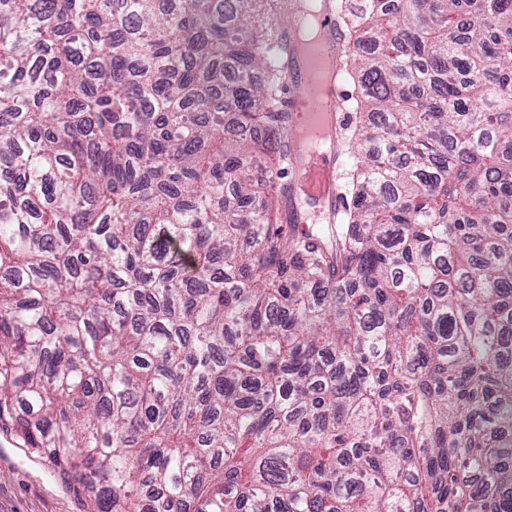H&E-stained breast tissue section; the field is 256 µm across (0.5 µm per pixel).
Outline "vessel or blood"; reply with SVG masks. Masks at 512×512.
Here are the masks:
<instances>
[{
    "instance_id": "b4317fda",
    "label": "vessel or blood",
    "mask_w": 512,
    "mask_h": 512,
    "mask_svg": "<svg viewBox=\"0 0 512 512\" xmlns=\"http://www.w3.org/2000/svg\"><path fill=\"white\" fill-rule=\"evenodd\" d=\"M322 24L337 54L325 59L324 67L332 75L326 100L311 102L314 117L329 116L335 137H342L349 127L352 115L346 107L348 89L344 80L345 66L338 54L345 43V32L341 26L333 0H323ZM288 68V82L282 95V104L289 116H296L298 99L306 89L307 74L295 55L284 61ZM288 151L294 164L282 188L288 197L289 219L304 220L308 214H317L325 223H337L346 206L341 185L344 175V154L341 148L330 151H314L296 138L289 137Z\"/></svg>"
}]
</instances>
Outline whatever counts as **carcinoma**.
Here are the masks:
<instances>
[{"label":"carcinoma","mask_w":512,"mask_h":512,"mask_svg":"<svg viewBox=\"0 0 512 512\" xmlns=\"http://www.w3.org/2000/svg\"><path fill=\"white\" fill-rule=\"evenodd\" d=\"M303 2L0 0V431L84 512H512V0H336L304 233ZM321 1L325 6L322 24L336 49V55L323 62L324 67L332 74V82L327 92L328 110L332 112H323V100L313 99L311 113L315 119L324 114L330 118L335 148L332 151L309 150L302 140L295 136L289 137L288 151L294 164L288 172V181L282 182L279 178L275 183L288 196L291 222H300L311 212L317 214L325 223L334 224L338 222L346 206L341 190L345 159L340 143L344 131L351 124L352 114L345 105L348 96L344 80L345 66L340 52L338 54L345 43V32L334 1ZM284 64L288 66V82L283 91L282 104L285 112H288L290 117V125L293 126L297 114L298 99L306 89L307 74L301 66L298 56H295V53H292L291 50Z\"/></svg>","instance_id":"1"}]
</instances>
